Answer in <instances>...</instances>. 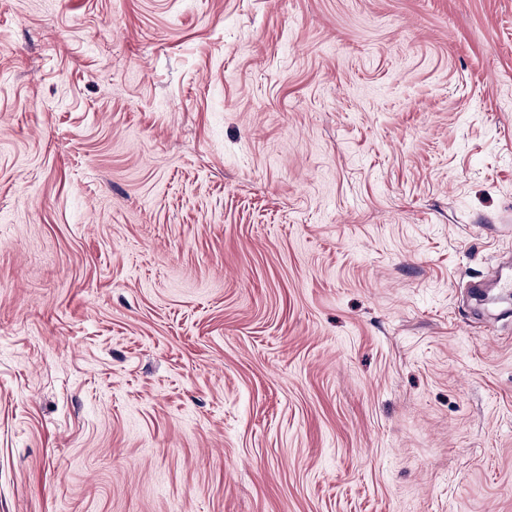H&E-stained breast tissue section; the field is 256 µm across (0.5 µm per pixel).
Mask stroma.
I'll return each mask as SVG.
<instances>
[{"mask_svg": "<svg viewBox=\"0 0 512 512\" xmlns=\"http://www.w3.org/2000/svg\"><path fill=\"white\" fill-rule=\"evenodd\" d=\"M512 0H0V512H512Z\"/></svg>", "mask_w": 512, "mask_h": 512, "instance_id": "obj_1", "label": "stroma"}]
</instances>
